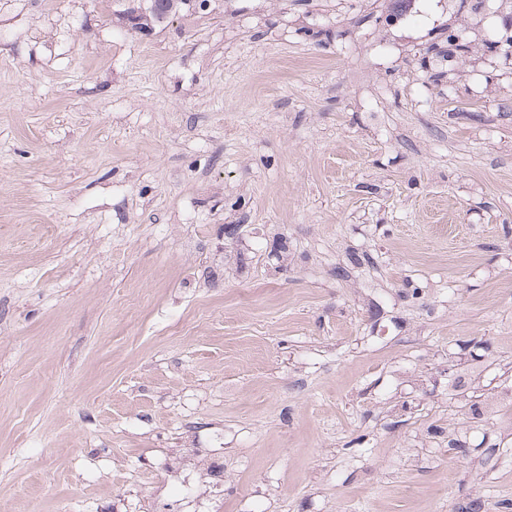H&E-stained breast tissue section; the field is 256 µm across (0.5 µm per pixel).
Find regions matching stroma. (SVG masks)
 <instances>
[{"label": "stroma", "mask_w": 512, "mask_h": 512, "mask_svg": "<svg viewBox=\"0 0 512 512\" xmlns=\"http://www.w3.org/2000/svg\"><path fill=\"white\" fill-rule=\"evenodd\" d=\"M0 0V512H504L512 0ZM155 1L152 5L151 9L146 10L144 14H141V19L146 26H156L157 24H161L166 19H168L171 15H175L179 12L183 6L187 4L184 3L185 0H149Z\"/></svg>", "instance_id": "35a3bbf8"}]
</instances>
